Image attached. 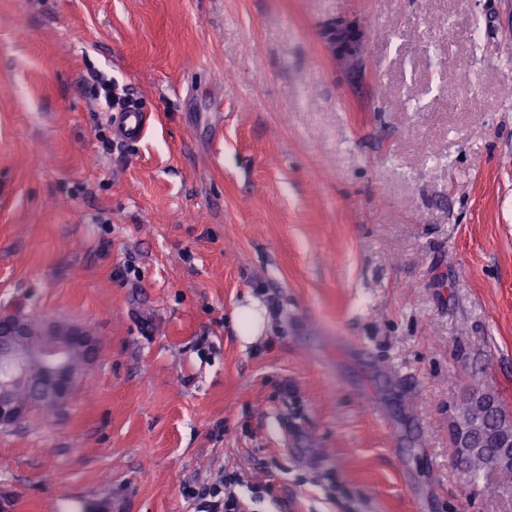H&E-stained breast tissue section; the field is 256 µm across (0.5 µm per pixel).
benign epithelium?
<instances>
[{"label":"benign epithelium","mask_w":512,"mask_h":512,"mask_svg":"<svg viewBox=\"0 0 512 512\" xmlns=\"http://www.w3.org/2000/svg\"><path fill=\"white\" fill-rule=\"evenodd\" d=\"M358 25L350 24L339 36V51L355 52L361 40ZM98 340L85 326L59 319H34L27 315L0 313V425L27 417L45 401L62 404L78 390L85 371L94 363ZM24 388L28 399L21 403L14 391ZM495 443L493 470L512 475V425L496 423L488 431ZM456 459L482 451L473 424L456 416L451 431Z\"/></svg>","instance_id":"obj_1"}]
</instances>
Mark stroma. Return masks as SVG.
Instances as JSON below:
<instances>
[{"label": "stroma", "mask_w": 512, "mask_h": 512, "mask_svg": "<svg viewBox=\"0 0 512 512\" xmlns=\"http://www.w3.org/2000/svg\"><path fill=\"white\" fill-rule=\"evenodd\" d=\"M511 86L506 0H0V309L99 341L93 393L0 426V512L228 473L256 512H512L450 442L471 392L512 415ZM150 114L136 101H128L112 114L113 135L125 142L139 141L144 135ZM234 319L239 336L245 343L256 341L265 330L264 312L257 309L255 303L238 307Z\"/></svg>", "instance_id": "35a3bbf8"}]
</instances>
